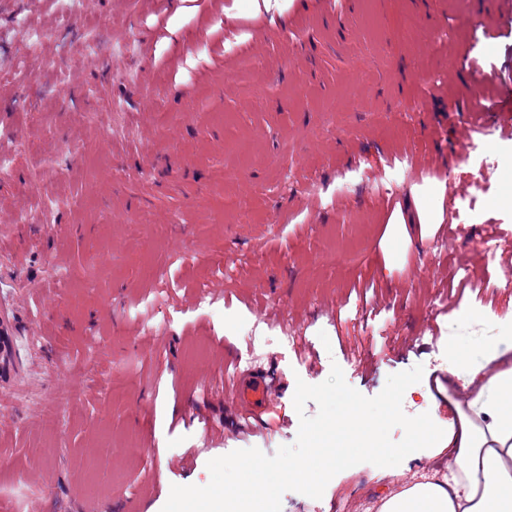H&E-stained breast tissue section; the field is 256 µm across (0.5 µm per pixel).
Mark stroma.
<instances>
[{
    "mask_svg": "<svg viewBox=\"0 0 512 512\" xmlns=\"http://www.w3.org/2000/svg\"><path fill=\"white\" fill-rule=\"evenodd\" d=\"M510 85L512 21L470 0H0V500L161 512L209 460L294 443L297 381L335 364L367 397L422 366L404 413L458 431L449 356L512 359V123L485 125ZM228 348L275 378L260 422ZM447 460L362 463L282 512H366Z\"/></svg>",
    "mask_w": 512,
    "mask_h": 512,
    "instance_id": "stroma-1",
    "label": "stroma"
}]
</instances>
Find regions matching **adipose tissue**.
Returning a JSON list of instances; mask_svg holds the SVG:
<instances>
[{
    "instance_id": "ef3b65f1",
    "label": "adipose tissue",
    "mask_w": 512,
    "mask_h": 512,
    "mask_svg": "<svg viewBox=\"0 0 512 512\" xmlns=\"http://www.w3.org/2000/svg\"><path fill=\"white\" fill-rule=\"evenodd\" d=\"M471 389L444 471L384 498L378 512H512V361L493 374L459 360Z\"/></svg>"
}]
</instances>
